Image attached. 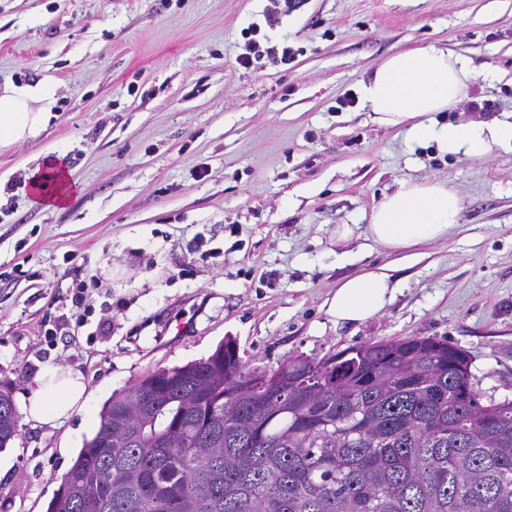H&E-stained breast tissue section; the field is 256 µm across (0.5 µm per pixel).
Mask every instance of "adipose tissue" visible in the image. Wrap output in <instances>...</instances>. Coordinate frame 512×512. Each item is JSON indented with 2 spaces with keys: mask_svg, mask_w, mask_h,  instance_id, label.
I'll use <instances>...</instances> for the list:
<instances>
[{
  "mask_svg": "<svg viewBox=\"0 0 512 512\" xmlns=\"http://www.w3.org/2000/svg\"><path fill=\"white\" fill-rule=\"evenodd\" d=\"M474 73L452 50L428 44L393 53L361 85V98L374 122L401 129L410 143L433 142L441 152L482 160L500 145L512 144V119L438 123L433 115L457 107ZM56 86H0V149L45 130L52 117ZM463 200L450 182L406 179L372 209L367 233L377 245L399 251L448 237L458 226ZM397 291L390 274L373 268L341 280L327 302L338 324H360L382 313ZM94 394L84 377L60 364L46 363L32 381L22 414L50 428L73 415L92 417Z\"/></svg>",
  "mask_w": 512,
  "mask_h": 512,
  "instance_id": "adipose-tissue-1",
  "label": "adipose tissue"
}]
</instances>
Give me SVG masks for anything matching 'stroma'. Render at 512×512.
Instances as JSON below:
<instances>
[{"label": "stroma", "mask_w": 512, "mask_h": 512, "mask_svg": "<svg viewBox=\"0 0 512 512\" xmlns=\"http://www.w3.org/2000/svg\"><path fill=\"white\" fill-rule=\"evenodd\" d=\"M254 24L288 63L238 64ZM429 43L476 73L436 121L512 113V0H0V85H57L47 129L0 150V382L15 405L47 362L81 372L101 408L228 337L266 369L444 337L483 398L512 399V145L482 161L409 146L361 102L374 66ZM57 156L75 194L31 205V172ZM410 178L450 181L464 208L448 239L393 254L368 215ZM365 267L388 268L394 301L335 325L326 300ZM95 431L20 423L0 450V512H46Z\"/></svg>", "instance_id": "obj_1"}]
</instances>
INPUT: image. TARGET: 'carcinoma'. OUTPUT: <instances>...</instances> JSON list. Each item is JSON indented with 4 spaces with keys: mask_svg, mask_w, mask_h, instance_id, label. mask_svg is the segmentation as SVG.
<instances>
[{
    "mask_svg": "<svg viewBox=\"0 0 512 512\" xmlns=\"http://www.w3.org/2000/svg\"><path fill=\"white\" fill-rule=\"evenodd\" d=\"M470 363L406 336L264 389L228 338L113 396L46 512H512V400L483 404ZM17 423L0 383V449Z\"/></svg>",
    "mask_w": 512,
    "mask_h": 512,
    "instance_id": "cac0c4a2",
    "label": "carcinoma"
}]
</instances>
